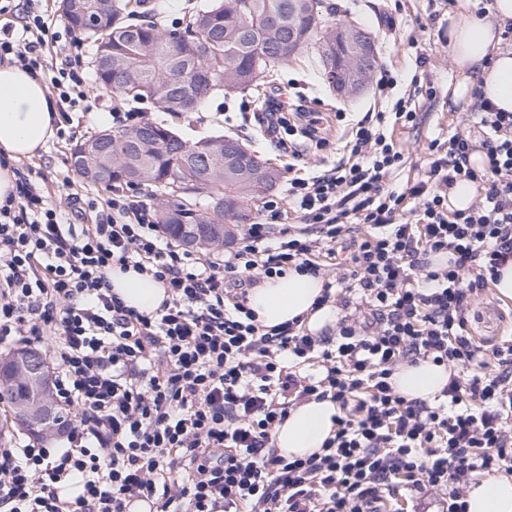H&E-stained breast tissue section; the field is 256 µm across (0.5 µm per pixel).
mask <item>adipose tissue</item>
Instances as JSON below:
<instances>
[{
	"label": "adipose tissue",
	"mask_w": 512,
	"mask_h": 512,
	"mask_svg": "<svg viewBox=\"0 0 512 512\" xmlns=\"http://www.w3.org/2000/svg\"><path fill=\"white\" fill-rule=\"evenodd\" d=\"M512 24V0H494L491 14H466L448 31V53L456 78L448 85L449 109H467L478 99L512 112V46L502 34ZM55 107L41 77L19 65L0 67V202L15 189L11 161L37 155L57 135ZM112 290L127 306L142 313L155 312L167 298L161 282L130 270H113ZM319 276L288 271L264 279L248 293V305L258 322L272 327L303 317L309 332L335 327L336 309L316 306L323 290ZM449 369L429 362L400 367L393 375L396 391L407 398L430 400L446 386ZM339 410L331 401L311 400L292 410L277 425L274 444L282 455L305 457L317 452L332 437ZM468 512H512V479L490 476L471 484Z\"/></svg>",
	"instance_id": "adipose-tissue-1"
}]
</instances>
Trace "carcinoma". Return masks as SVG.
Segmentation results:
<instances>
[{"instance_id":"carcinoma-1","label":"carcinoma","mask_w":512,"mask_h":512,"mask_svg":"<svg viewBox=\"0 0 512 512\" xmlns=\"http://www.w3.org/2000/svg\"><path fill=\"white\" fill-rule=\"evenodd\" d=\"M143 6L144 0H112V14L121 16L123 23L96 37V49L112 57V68L95 70V81L126 102L154 98L165 112L185 111L190 98L199 107L221 90L255 91L261 79L288 68L304 52L320 65L336 29L330 22L336 8L326 0H206L167 31L146 18ZM272 18L279 24L271 25ZM164 131V126L146 122L112 131V143L127 150L132 164L149 172L143 185L162 193L165 206L191 214L201 233L234 219L238 208H255L261 196L251 191L242 167L223 160L212 187L191 185L174 195L170 184L184 175L180 159L185 145H163ZM215 194L224 197V212L219 214L211 209ZM160 224L173 239L184 240L185 231L164 210ZM27 355L18 351L0 363V394L14 406L15 422L26 429L24 409L39 397L32 381L17 375Z\"/></svg>"}]
</instances>
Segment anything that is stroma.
Returning <instances> with one entry per match:
<instances>
[{
	"instance_id": "1",
	"label": "stroma",
	"mask_w": 512,
	"mask_h": 512,
	"mask_svg": "<svg viewBox=\"0 0 512 512\" xmlns=\"http://www.w3.org/2000/svg\"><path fill=\"white\" fill-rule=\"evenodd\" d=\"M60 0H39L37 7L53 22L58 38L46 52L45 62L61 65L72 59L70 30L59 8ZM337 6L336 18L354 19L375 37L379 65L394 76V89L380 91L377 84L360 96L336 99L317 64L307 55L280 74L278 89L270 104L288 101L306 112L322 115L319 137L325 138L324 149L303 144L300 157L289 156L275 147L265 126L254 118L255 105L249 92L218 93L202 109L170 114L154 101L132 105L123 103L112 93L89 85L91 109L72 115L73 139H54L45 150L26 161L37 174V185L53 204L61 207L64 221H72L67 210L69 194L78 193L95 199L98 207H107L109 188L82 180L70 166V150L74 141L84 140L104 129H117L116 115L128 111L146 113L149 121L166 125L185 140L194 142L218 135L239 139L261 160L277 163L282 177L275 188L284 194L291 176L316 175L348 160L345 148L352 126L360 119L375 118L377 113L392 111L397 99L407 98L417 117L414 124L395 125L388 132L403 149L406 161L394 174L398 186L414 183L421 177L433 139H446L455 132L469 129L479 122L477 112H452L448 109V81L453 66L448 54V28L461 13H475L479 0H332ZM81 54L82 67H90L94 56L92 40H85ZM474 329L486 337L512 327V299L497 294L475 308Z\"/></svg>"
}]
</instances>
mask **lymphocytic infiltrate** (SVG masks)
Listing matches in <instances>:
<instances>
[{
    "label": "lymphocytic infiltrate",
    "mask_w": 512,
    "mask_h": 512,
    "mask_svg": "<svg viewBox=\"0 0 512 512\" xmlns=\"http://www.w3.org/2000/svg\"><path fill=\"white\" fill-rule=\"evenodd\" d=\"M23 30L0 37V61L47 72L61 115L87 111L82 67L44 65L47 18L27 8ZM479 124L481 141L433 140L425 178L400 190L389 179L402 150L382 124L358 121L354 163L289 178L214 260L170 242L152 206L119 186L107 213L71 195L79 221L64 223L32 169L14 167L16 191L0 203V345L50 337L52 393L72 422L60 449L0 447V512H378L403 490L467 512L474 476H512V334L474 336L468 318L512 261V112L483 106ZM478 147L480 169L469 162ZM463 180L479 194L449 209ZM437 254L447 265L433 266ZM331 262L316 303L345 308L335 335L299 318L257 322L248 287ZM116 267L162 282L161 309L124 305ZM421 362L451 371L430 401L391 382ZM313 399L336 403L333 437L308 457L281 455L276 426ZM65 477L83 488L75 500L58 494Z\"/></svg>",
    "instance_id": "1"
}]
</instances>
